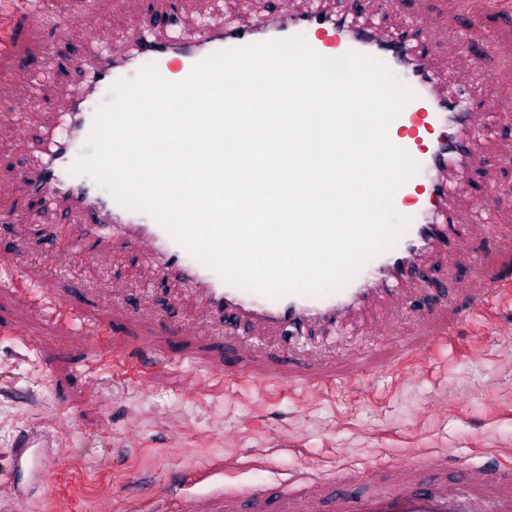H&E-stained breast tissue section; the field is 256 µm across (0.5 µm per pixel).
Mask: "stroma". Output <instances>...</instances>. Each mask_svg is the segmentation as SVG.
<instances>
[{
	"instance_id": "35a3bbf8",
	"label": "stroma",
	"mask_w": 512,
	"mask_h": 512,
	"mask_svg": "<svg viewBox=\"0 0 512 512\" xmlns=\"http://www.w3.org/2000/svg\"><path fill=\"white\" fill-rule=\"evenodd\" d=\"M340 0H93L63 19L27 33L16 57L0 60V512H13L20 486L27 512H149L182 471L233 459L214 484L233 488L291 478L300 466L365 477L377 461L424 451L448 458L449 475L468 464L512 468V319L482 325L462 312L500 279L512 277V15L484 0H362L350 20L393 40L416 30L414 52L446 96L462 91L476 112L471 175L448 178L447 207L457 226L454 252L425 261L431 283L400 284L396 293L347 317L337 328L310 325L281 347L248 324H214L209 337L190 328L206 320L137 247L111 249L109 234L83 236L57 205L27 222L30 196L19 171L61 135L62 97L82 82L77 62L89 37L108 55L124 53L144 21L158 42L195 39L206 21L248 28L275 20L283 7L332 12ZM65 58H58V50ZM88 249L77 268L45 258L61 242ZM25 278L64 297L88 323L104 325L101 344L52 319L8 287ZM446 331L442 346L418 357L417 338ZM148 342L157 362L146 380L120 379L100 347ZM278 368L265 388L252 380L217 383L240 343ZM330 374L327 386L283 389L309 361ZM50 431L51 470L14 472L9 453L20 433Z\"/></svg>"
}]
</instances>
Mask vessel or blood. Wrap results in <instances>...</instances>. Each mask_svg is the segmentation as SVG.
Here are the masks:
<instances>
[{
	"label": "vessel or blood",
	"instance_id": "b4317fda",
	"mask_svg": "<svg viewBox=\"0 0 512 512\" xmlns=\"http://www.w3.org/2000/svg\"><path fill=\"white\" fill-rule=\"evenodd\" d=\"M77 0H0V59L17 55L20 42L33 26L50 18L70 16ZM301 37L319 54L336 58L356 51L380 59L414 94L389 129L391 141L417 165L416 172L394 195L409 223L397 243L374 255L363 277L348 281L335 293L313 297L289 295L273 299L226 282L216 271L180 246L149 214L122 205L114 196H100L97 183L73 178V155L91 133L100 95L120 79L135 58L150 57L161 76L171 67L189 75L193 66L230 48L274 39ZM136 57L112 59L92 55L82 60L88 72L80 91L70 94L67 138L39 163L19 176L41 199L62 205L84 220L87 233L99 225L113 227V244L136 246L158 262L195 297L210 319L233 316L276 334H289L307 324L338 323L370 303L388 287L423 278L427 254L445 247L452 225L437 221L443 169L462 170L476 160L467 150L453 151L449 134L463 135L466 115L444 107L424 63L406 49L393 48L375 32L353 28L344 14L283 13L279 22H258L241 30L210 23L205 36L172 46L140 37ZM209 471L188 470L175 491L154 501L152 512H512V471L468 466L449 477L446 459L419 452L410 462L376 465L366 486L353 490L346 476L307 467L277 484L246 485L234 491L203 489Z\"/></svg>",
	"mask_w": 512,
	"mask_h": 512
}]
</instances>
